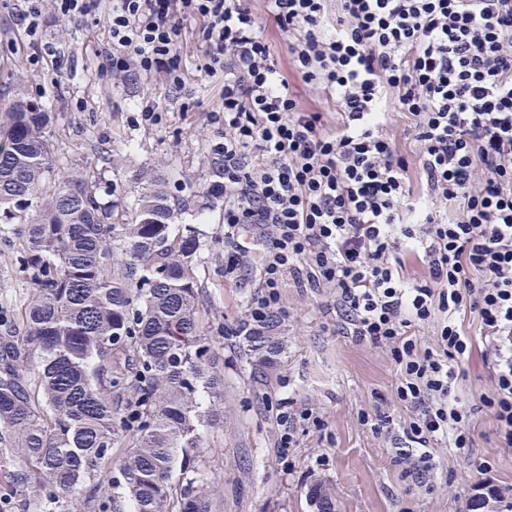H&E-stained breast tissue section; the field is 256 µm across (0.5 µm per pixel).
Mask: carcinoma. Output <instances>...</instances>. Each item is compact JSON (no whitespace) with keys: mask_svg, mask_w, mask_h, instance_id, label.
<instances>
[{"mask_svg":"<svg viewBox=\"0 0 512 512\" xmlns=\"http://www.w3.org/2000/svg\"><path fill=\"white\" fill-rule=\"evenodd\" d=\"M30 103L19 93L0 112V241L29 288L19 314L0 308V462L17 491L7 506L65 512L80 498L87 512H117L125 499L132 512H211L219 486L191 466L224 401L199 309L203 231L176 223L153 177L122 209L83 171L50 184V116ZM213 164L212 206L224 197ZM282 321L227 336L247 363L274 370ZM307 495L315 512H336L328 481L310 476Z\"/></svg>","mask_w":512,"mask_h":512,"instance_id":"1","label":"carcinoma"}]
</instances>
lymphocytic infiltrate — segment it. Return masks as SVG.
<instances>
[{"label": "lymphocytic infiltrate", "mask_w": 512, "mask_h": 512, "mask_svg": "<svg viewBox=\"0 0 512 512\" xmlns=\"http://www.w3.org/2000/svg\"><path fill=\"white\" fill-rule=\"evenodd\" d=\"M288 31L298 71L336 105V128L303 110L280 79L246 0H112L104 14L107 69L162 75L183 88L185 17L200 22L199 71L223 88L224 238L240 225L275 229L248 307L281 311L280 288L330 287L327 304L350 336L389 346L399 401L414 417L376 432L411 442L405 474L423 482L431 441L473 445L474 409L454 393L472 342L458 323L476 313L493 356L481 397L512 447V0H267ZM411 121L402 152L391 113ZM424 263L425 278L405 260ZM435 323L436 348L412 326Z\"/></svg>", "instance_id": "f902f5d3"}]
</instances>
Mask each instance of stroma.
I'll return each instance as SVG.
<instances>
[{"mask_svg": "<svg viewBox=\"0 0 512 512\" xmlns=\"http://www.w3.org/2000/svg\"><path fill=\"white\" fill-rule=\"evenodd\" d=\"M251 8L298 104L335 124L333 104L297 71L288 38L264 0H251ZM17 11V0H0V107L20 88L51 112V179L83 168L102 187L113 188L115 200L129 205L142 187L140 170L161 178L179 210V223L200 225L205 234L199 266L206 324L233 327L245 320L263 253L247 254L229 268L236 247L224 241V208L207 203L212 146L223 133L210 114L221 108L222 99L220 84L197 70L199 21H184L180 53L188 74L184 88L175 90L159 76L102 70L99 51L107 33L99 12L61 20L45 8V40L57 55L31 65L32 49ZM148 103L162 107V121L131 127L130 115ZM333 296L330 288L285 281L281 298L288 347L276 371L254 369L228 341L214 338L224 376V420L207 430L197 462L199 471L222 487L213 512H312L306 492L313 474L331 483L336 512H471L478 493L488 486L500 496L491 505L493 512L512 503V448L500 446L496 422L486 409L473 417L472 447L459 450L444 440L432 442L434 468L427 481L403 478L394 461L397 434L376 433L361 420L362 414L378 410L401 422L412 416L410 406L396 398L399 367L388 348L355 342L335 315L325 314ZM459 321L472 350L461 365L464 375L455 392L471 405L491 391V354L475 314L462 312ZM284 398L296 408L313 410L325 426L298 432L296 447L283 459L276 448L282 431L276 414ZM484 461L489 470L478 472Z\"/></svg>", "mask_w": 512, "mask_h": 512, "instance_id": "1", "label": "stroma"}]
</instances>
